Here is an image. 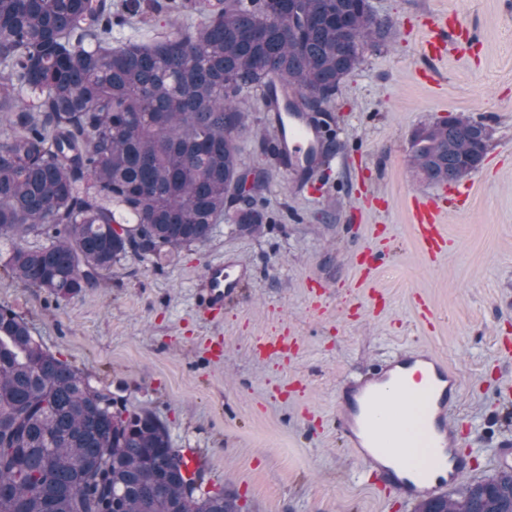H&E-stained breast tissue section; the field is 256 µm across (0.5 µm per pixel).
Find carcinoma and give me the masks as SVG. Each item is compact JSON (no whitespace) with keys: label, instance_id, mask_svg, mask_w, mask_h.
Wrapping results in <instances>:
<instances>
[{"label":"carcinoma","instance_id":"1","mask_svg":"<svg viewBox=\"0 0 512 512\" xmlns=\"http://www.w3.org/2000/svg\"><path fill=\"white\" fill-rule=\"evenodd\" d=\"M198 11L194 29L157 18ZM156 30L112 45V28ZM392 26L368 0H0V268L56 300L96 285L127 256L161 259L206 241L230 216L254 233L255 199L229 195L250 169L235 99L266 88L328 93ZM486 128L462 114L411 137L428 182L460 180L482 161ZM30 237L45 240L29 247ZM112 392L59 360L0 305V512H241L224 490L194 487L167 426L145 410H112ZM415 512H512V470Z\"/></svg>","mask_w":512,"mask_h":512}]
</instances>
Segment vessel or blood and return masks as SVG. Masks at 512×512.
Here are the masks:
<instances>
[{"instance_id": "vessel-or-blood-1", "label": "vessel or blood", "mask_w": 512, "mask_h": 512, "mask_svg": "<svg viewBox=\"0 0 512 512\" xmlns=\"http://www.w3.org/2000/svg\"><path fill=\"white\" fill-rule=\"evenodd\" d=\"M449 25L440 18L427 24L424 48L431 56L445 53ZM288 111L272 115L280 159L289 171L304 176L310 173L320 156L322 130L309 119L299 96L289 98ZM448 201L446 193L413 197V231L421 249L429 258L448 250L442 231L441 215ZM249 275L247 268L229 271L215 263L206 271L200 285L202 306L219 312L225 301L234 299L241 283ZM294 336L275 340L258 338L254 349L269 355L288 353L297 348ZM460 380L447 361L429 350L407 349L385 360L372 375L349 381L341 390L336 410V424L348 446L363 455L371 483L387 493H396L412 501L439 494L456 483L469 470V455L464 449L463 433L455 426ZM403 399H420L425 447L432 460L427 469H417L408 448L382 440L375 411L388 394Z\"/></svg>"}]
</instances>
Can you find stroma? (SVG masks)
<instances>
[{"instance_id": "stroma-1", "label": "stroma", "mask_w": 512, "mask_h": 512, "mask_svg": "<svg viewBox=\"0 0 512 512\" xmlns=\"http://www.w3.org/2000/svg\"><path fill=\"white\" fill-rule=\"evenodd\" d=\"M371 2L393 27L375 36L321 113L339 136L312 181L278 160L262 88L237 98L252 127L241 156L267 174L260 233L222 221L206 242L162 260L122 259L100 285L63 301L0 270V304L96 386L157 416L174 447L197 449L205 485L223 488L242 512H414L362 476L335 422L345 382L411 348L437 353L460 378L456 416L476 457L467 481L512 468V453L496 456L512 439V406L495 397L512 378L499 357L512 344V0ZM442 15L461 36L434 58L423 30ZM451 113L490 138L443 218L448 251L431 260L409 206L441 186L413 178L410 139ZM371 246L384 255L364 275L355 253ZM218 259L250 276L238 300L213 314L197 285ZM315 281L326 285L317 311ZM423 299L432 321L419 314ZM287 331L299 338L289 357L252 353L256 337Z\"/></svg>"}]
</instances>
